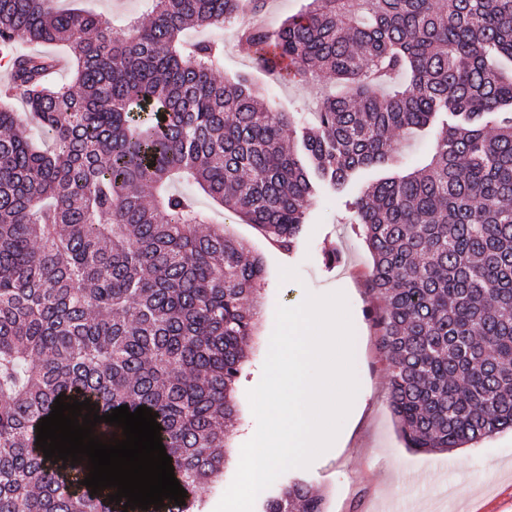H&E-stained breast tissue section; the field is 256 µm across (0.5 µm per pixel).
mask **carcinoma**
<instances>
[{
	"label": "carcinoma",
	"mask_w": 512,
	"mask_h": 512,
	"mask_svg": "<svg viewBox=\"0 0 512 512\" xmlns=\"http://www.w3.org/2000/svg\"><path fill=\"white\" fill-rule=\"evenodd\" d=\"M266 2L147 0L119 34L56 0H0L3 96L22 91L45 137L0 105V512H112L36 446L60 395L159 414L177 512L223 471L264 265L184 183L290 254L317 194L393 169L352 223L399 432L441 452L512 430V0H310L274 31L245 20ZM231 23L260 69L331 84L311 118L259 101L248 73L218 78L224 47L185 37ZM31 44L66 46L72 82ZM443 112L461 121L399 174L395 141ZM262 512L326 498L295 481Z\"/></svg>",
	"instance_id": "cac0c4a2"
}]
</instances>
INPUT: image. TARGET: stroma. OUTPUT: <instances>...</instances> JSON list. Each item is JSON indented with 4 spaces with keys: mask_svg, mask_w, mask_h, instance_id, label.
Here are the masks:
<instances>
[{
    "mask_svg": "<svg viewBox=\"0 0 512 512\" xmlns=\"http://www.w3.org/2000/svg\"><path fill=\"white\" fill-rule=\"evenodd\" d=\"M62 10L79 8L108 18L121 28L128 17L139 16L145 0H57ZM189 39H217L224 44V72L251 73L257 94L293 112L312 111L324 95L321 83L289 84L256 69L235 46L230 28L188 30ZM378 168L361 171L342 193H321L311 207L307 232L297 251L285 255L253 225L243 223L208 200H201L213 223H225L265 264L258 330L252 337L248 361L234 397L236 423L231 448L241 447L255 432L247 392L256 385L275 324L277 306H295L307 295L343 292L357 336L354 368L366 395L338 434L339 451L316 458L309 467L286 471L276 480L284 485L301 478L326 497L327 512H512V432L449 452L406 448L388 407V378L377 350V336L367 317L366 276L371 258L351 222L349 203L370 181L381 177ZM335 251L327 264L326 251Z\"/></svg>",
    "mask_w": 512,
    "mask_h": 512,
    "instance_id": "35a3bbf8",
    "label": "stroma"
}]
</instances>
